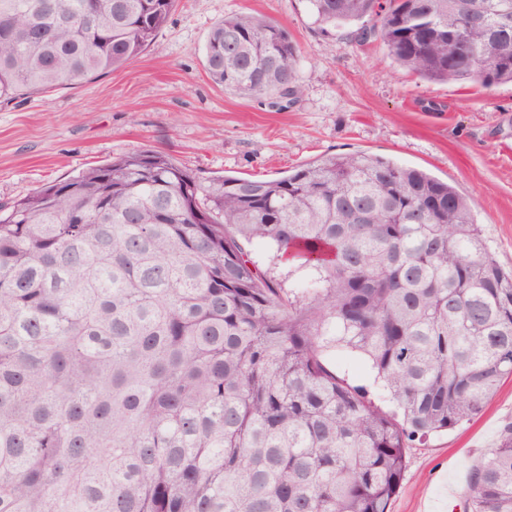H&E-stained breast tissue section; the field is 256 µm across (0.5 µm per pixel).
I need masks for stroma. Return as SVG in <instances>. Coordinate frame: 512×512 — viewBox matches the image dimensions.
<instances>
[{"mask_svg":"<svg viewBox=\"0 0 512 512\" xmlns=\"http://www.w3.org/2000/svg\"><path fill=\"white\" fill-rule=\"evenodd\" d=\"M237 12L284 25L297 44L303 96L292 107L269 109L208 78V32ZM148 149L204 178L272 179L328 154H376L453 185L469 199L490 253L512 267V83L486 89L419 79L379 42L320 32L306 0H179L130 65L0 106V202ZM327 359L391 409L367 361L336 349ZM509 421L512 377L481 415L408 449L391 512H463L471 469Z\"/></svg>","mask_w":512,"mask_h":512,"instance_id":"stroma-1","label":"stroma"}]
</instances>
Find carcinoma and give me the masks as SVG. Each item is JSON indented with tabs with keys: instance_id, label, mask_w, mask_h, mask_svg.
<instances>
[{
	"instance_id": "obj_1",
	"label": "carcinoma",
	"mask_w": 512,
	"mask_h": 512,
	"mask_svg": "<svg viewBox=\"0 0 512 512\" xmlns=\"http://www.w3.org/2000/svg\"><path fill=\"white\" fill-rule=\"evenodd\" d=\"M367 17L426 81L512 82V0H308ZM177 0H0V102L130 64ZM216 85L294 103L270 20L209 30ZM291 251L285 279L252 248ZM365 357L397 410L332 371ZM512 375V272L454 186L370 153L274 179L203 178L144 150L0 204V512H389L407 448ZM467 512H512V422Z\"/></svg>"
}]
</instances>
